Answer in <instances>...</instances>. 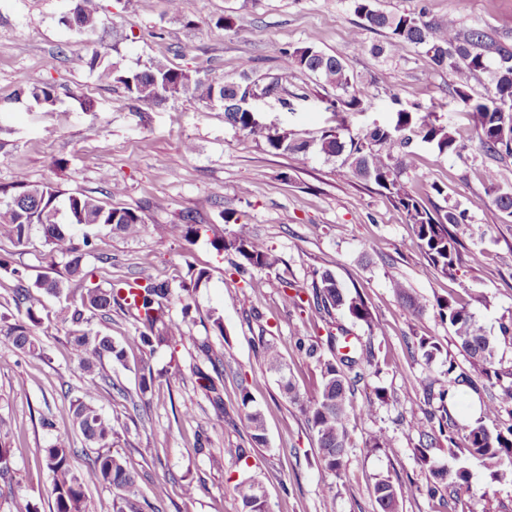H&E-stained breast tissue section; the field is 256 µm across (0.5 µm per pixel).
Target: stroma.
Returning <instances> with one entry per match:
<instances>
[{"instance_id":"obj_1","label":"stroma","mask_w":512,"mask_h":512,"mask_svg":"<svg viewBox=\"0 0 512 512\" xmlns=\"http://www.w3.org/2000/svg\"><path fill=\"white\" fill-rule=\"evenodd\" d=\"M103 25L92 36L78 35L63 23L72 0H0V183L24 174L35 183L49 182L65 194L85 193L107 206L141 215L143 230L127 236L101 231L96 254L87 256L88 284L166 281L178 286L190 269L206 279L190 303L191 333L209 338L224 355V407L216 409L196 381V369L208 362L191 343L149 352L129 347L125 363L103 360L99 378L80 368L68 344L69 330L56 320L35 331L43 356L25 355L0 346V442L13 450L12 471L0 478V512H15L22 494L39 512H52L51 478L43 450L55 431L70 429V398L94 388L105 415L122 426L111 452L137 478L146 501L143 512H241L235 486L244 474L259 477L270 512H324L322 489L336 484V512H378L375 482L399 480L409 492L399 512H512V474L491 479L482 464L464 459L470 491L454 498L423 495L428 465L415 452V420L429 405L428 379L442 378L449 362L466 365L437 300L454 297L467 303L488 335L498 340L502 370L512 369V338L501 339L499 327L512 321V221L493 207H483V174L495 166L502 186L512 188V159L492 164L477 148L462 155H438L428 144L413 148L408 185L427 191L437 182L447 188L445 203L469 209L473 234L464 248L479 247L483 266H463L456 278L439 275L425 257L404 213L374 185L354 178L339 160L310 153L298 162L270 152L264 141L232 128L222 107L180 93L145 102L132 99L115 83L100 82L96 72L74 66L77 55L99 49L105 63L141 69L161 62L197 78L236 76L251 61L258 85L278 81L279 97L259 100L261 117L305 137L335 126L331 107L336 91L318 77L284 70L283 48L312 46L343 58L367 101L346 113L351 131L390 123L396 112L435 110L441 122L463 141L472 139L466 108L452 92L454 75L435 69L422 48L409 45L395 57L372 55L384 36L375 30L352 42L356 17L348 0H99ZM387 13L425 12L460 27L478 26L512 46V0H376ZM232 28H225V16ZM52 84L56 100L42 107L21 96V84ZM91 100L84 111L82 100ZM193 143L194 152L184 150ZM120 186L110 195L104 172ZM233 212L264 241L277 264L259 271L263 285L250 287L232 268L230 255L211 240L225 229ZM191 215L199 226L194 241L170 237L165 227ZM0 320L23 318L13 290L42 276L63 277L65 257L50 254L41 235H33L25 253L0 239ZM330 271L352 293L360 294L383 333L369 335L365 325L351 331L369 339L377 370L367 371L355 388L356 401L381 389L386 401L372 418L353 421L341 476L325 469L316 442L297 405L283 394L278 375L267 370L263 343H273L287 365V376L302 395L320 383L314 364L298 349V339L326 342L332 325L311 308L312 282ZM22 279H15V272ZM401 281L424 306L416 314L398 301L392 287ZM294 284L299 300L286 298L284 282ZM224 329L215 331L212 317ZM440 347L432 362L418 349L420 338ZM149 363L155 381L140 392L141 363ZM181 377H168L171 369ZM249 395L265 421L262 445H254L240 413ZM193 414H185V406ZM52 419L54 429L42 427ZM386 430L392 445L367 448L369 435ZM210 440L207 453L195 450L198 434ZM228 448L247 456L234 461ZM194 484L193 496L183 492Z\"/></svg>"}]
</instances>
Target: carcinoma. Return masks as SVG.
I'll list each match as a JSON object with an SVG mask.
<instances>
[{"mask_svg": "<svg viewBox=\"0 0 512 512\" xmlns=\"http://www.w3.org/2000/svg\"><path fill=\"white\" fill-rule=\"evenodd\" d=\"M350 2L361 26L384 34L385 45L374 48L376 54L395 56L403 47L414 45L425 50L434 66L451 70L456 76L453 94L468 109L473 141L492 159H512V113L499 112L493 107L498 94L512 91L511 46L481 28L463 29L452 18L446 23H436L422 12L379 11L373 7V0ZM75 12L74 29L77 32L91 34L97 31L101 24L97 0H77ZM280 60L286 70L309 72L322 78L339 92L338 101L347 109L358 110L365 104L366 95L342 58L302 46L281 50ZM78 61L81 66L98 71L100 80L122 85L138 100L150 101L162 93L176 94L185 90L205 102L221 97L224 99L225 121L239 131L265 139L272 152L299 161L315 149L328 158L340 160L341 166L352 176L380 188L405 213L421 250L438 274L453 278L464 264L479 266L483 263L482 250H461L459 234L471 224L470 210L457 205L430 208L420 194L403 181L411 164L410 148L414 142L427 143L440 155H459L468 148L433 111H399L390 124L374 125L359 133L345 131V121L341 118L336 127L322 131L317 139L308 140L290 133L280 136L278 130L251 121L249 113L237 107V99L257 90L247 61L242 64L238 76L211 80L194 78L160 62L135 70L104 66L97 49L80 56ZM477 74L488 77L486 93L481 96L471 93L470 79ZM28 93L42 105L55 102V90L50 84L31 87ZM483 188L482 201L495 207L503 217L512 219V190L500 184L497 171L485 170ZM61 196L63 193L57 188L31 184L21 174L15 176L9 188L0 186V238L10 241L21 254L25 252L33 230L37 229L52 253L68 258L66 277L42 278L35 283L34 292L22 286L15 289V301L25 305V318L0 327V344L27 354L41 355L34 327L42 323V292L59 297L77 290L79 297L66 299L57 311V318L69 326L70 347L83 371L93 372L105 358L124 362V344L89 328L94 315L99 312L108 314L116 305L131 312L138 322L134 334L125 337V344L152 352L156 346H176L188 340L207 359L213 372L221 375L224 355L215 352L206 338L185 336L191 313L186 296L206 278V272L191 273L190 282L182 283L177 290L166 282L145 286L128 283L119 288L112 284L107 288L83 287V262L95 251L96 231L110 228L135 236L142 228L141 217L130 209L107 207L93 195L77 193L66 196V221L63 222L60 219ZM192 221L193 217L188 215L184 217V223L171 224L166 232L172 237L188 239L194 234ZM214 245L234 255L237 258L235 267L242 273L269 269L277 263L266 244L253 237L244 224L224 232ZM393 288L405 307L416 313L423 311L419 298L401 282L394 281ZM174 298L183 303L179 322L165 318V309ZM314 304L319 312L330 316L336 311L366 325L372 333L381 329L363 298L346 293L327 270L314 282ZM437 310L441 321L448 323L456 345L470 366L490 384L500 386V393L482 404L483 417L495 419L504 412L512 417V381L504 382L512 373L498 368L495 340L486 334L467 305L451 298L437 301ZM330 344L331 356L327 357L319 345L303 340L298 342L300 351L319 370L320 384L312 396L301 395L288 380L282 382V389L304 415L325 468L338 475L347 455L350 421L369 418L376 410L375 400H383L384 394L379 391L376 398L366 399L361 406L355 405L356 383L364 378L366 368L375 366L374 355L371 349L351 341L344 328L338 335L330 337ZM263 358L269 371L284 376L285 365L275 345H265ZM446 374V381L433 379L426 387L427 399L439 401L442 415L428 412L425 418L413 424L419 436L416 452L424 464L430 465L433 477L423 489L429 497L444 489L458 491L468 483L466 469L452 471L431 464L427 450L436 444H447L448 456L453 459L463 455L478 460L493 479H501L512 472V423L492 432L477 420L464 434H459L446 402L468 377L451 359ZM241 405L244 420L251 429V440L263 444L265 434L260 412L250 407L246 394L242 396ZM69 411L73 429L86 442L104 452L87 459L86 465L78 468L73 463L76 450L71 445V434L67 431L56 433L45 455V465L53 479V512H86V490L91 485H109L116 490L112 512H141L136 477L119 457L108 452L112 438L117 434L116 424L100 412L94 391L89 389L70 400ZM262 487V481L254 476L237 485L243 512H268L267 502L259 496ZM373 494L379 512H396L399 498L404 496V487L386 476L376 481Z\"/></svg>", "mask_w": 512, "mask_h": 512, "instance_id": "carcinoma-1", "label": "carcinoma"}]
</instances>
